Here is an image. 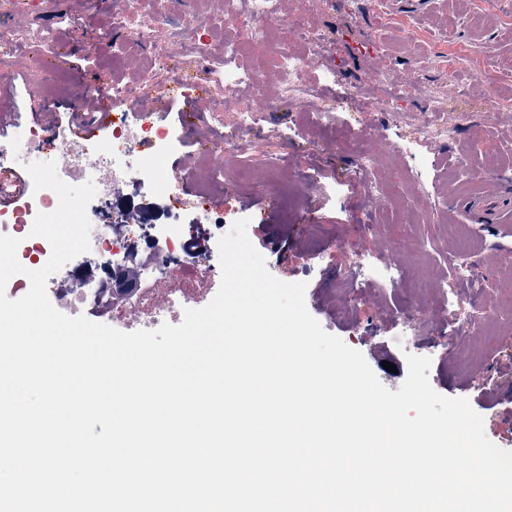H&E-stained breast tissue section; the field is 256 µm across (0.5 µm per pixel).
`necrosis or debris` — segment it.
<instances>
[{"label":"necrosis or debris","instance_id":"necrosis-or-debris-1","mask_svg":"<svg viewBox=\"0 0 512 512\" xmlns=\"http://www.w3.org/2000/svg\"><path fill=\"white\" fill-rule=\"evenodd\" d=\"M225 20L235 31L236 38L225 42L218 51L211 50L206 42L194 35L203 24L202 18L190 17L174 29L173 35L187 41L190 55L211 61L222 60L224 90L233 95L244 87L259 90L265 84L263 70L242 65L243 47L270 49L278 96L295 101L300 111H313L325 88L336 79V70L319 27L304 16H296L290 30V46L284 49L271 45V32L282 22L281 0H232ZM168 90V85L147 79L134 88L113 84V96L122 100L128 111L135 113V120L113 123L110 137L94 148L83 140L67 139L69 170L93 182L98 194L106 195L114 184L129 177L134 166L152 169L167 153L171 135L154 123L151 113L138 111L135 102L140 94L161 97ZM139 144L148 146L149 151L136 159L132 153ZM57 204L58 198L51 190L28 194L11 214L0 212V234L28 235L36 214L51 212ZM90 242V252L76 257L59 270V278L66 280L67 285L52 288L51 294L62 306H80L93 317L108 313L113 324H123V308H109L108 302L112 296L113 276L123 266L129 246L114 238L111 226L106 224L92 225ZM144 246L154 257L158 279L177 281L184 288L191 287L206 263L205 256L195 251L191 239L176 224L154 225L152 233L144 238Z\"/></svg>","mask_w":512,"mask_h":512}]
</instances>
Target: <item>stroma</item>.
Segmentation results:
<instances>
[{
  "label": "stroma",
  "instance_id": "35a3bbf8",
  "mask_svg": "<svg viewBox=\"0 0 512 512\" xmlns=\"http://www.w3.org/2000/svg\"><path fill=\"white\" fill-rule=\"evenodd\" d=\"M112 3L109 12L98 0H26L22 9L15 0H0V16L9 20L0 37L13 44L12 53L0 54L11 107L0 143L23 151L21 135L38 126L44 107L70 106L84 93L86 78L57 55L65 41L96 58L107 80L147 75L180 89L152 111L171 133L170 153L154 176L133 171L110 196L95 197L87 208L91 221L182 225L210 261L211 273L196 278L193 288L208 303L220 285L221 230L248 219V236L269 271L286 282H306L309 312L360 351L387 388L398 390L402 380L379 365L383 352L430 358L433 389L467 399L489 440L512 450V213L481 224L463 207L480 194L465 183L482 168L496 171L500 191L512 194V68L483 76L490 61L512 59V0H282L283 17L306 11L326 33L336 64L327 100L338 105L330 128L268 93L246 88L224 95L209 62L171 38V30L196 14L207 19L199 36L222 45L227 0H141L137 23L155 32L143 47L125 33L86 39L92 30L111 33L114 11L124 8L122 0ZM66 16L76 26L64 27ZM45 33L47 45L39 41ZM404 35L410 38L405 50L399 47ZM462 47L469 53L457 81L448 82L443 62ZM158 52L167 67L146 71ZM415 76L431 97L407 91ZM353 86L406 95L384 110L340 104ZM434 106L447 112L453 138L415 141V125L430 121ZM239 112L253 113L254 124L236 127ZM231 139L249 142L248 152H218ZM364 156L371 166L361 178L356 164ZM183 162L191 167L187 181L174 172ZM273 175L298 194L300 205L290 214L281 212ZM366 178L381 188L377 201L364 196ZM157 180L165 194L156 193ZM452 224L474 234L475 258L463 281L454 280L448 265L458 246L448 234ZM373 265L383 275L364 277L363 268ZM456 293L498 316L491 330L452 350L448 339L463 322L448 311ZM343 307L350 313L337 319Z\"/></svg>",
  "mask_w": 512,
  "mask_h": 512
}]
</instances>
